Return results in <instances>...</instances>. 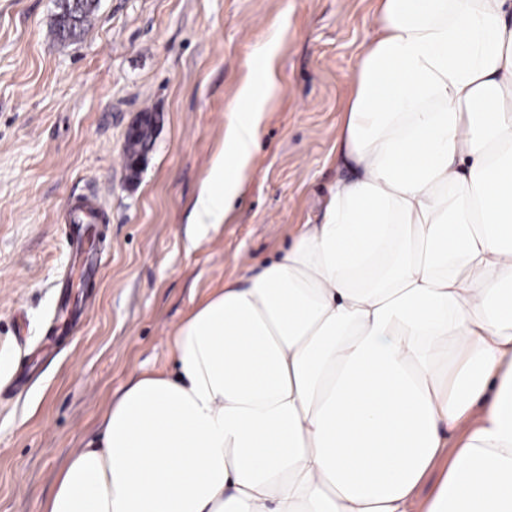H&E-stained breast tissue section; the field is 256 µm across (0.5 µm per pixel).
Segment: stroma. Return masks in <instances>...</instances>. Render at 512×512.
Returning a JSON list of instances; mask_svg holds the SVG:
<instances>
[{"mask_svg":"<svg viewBox=\"0 0 512 512\" xmlns=\"http://www.w3.org/2000/svg\"><path fill=\"white\" fill-rule=\"evenodd\" d=\"M376 0H99L76 42L55 0H0V512H44L74 449L135 375L172 368L189 312L320 223L336 129ZM282 29L254 169L220 230L191 244L194 204L257 49ZM156 118L145 166L126 134ZM98 192L106 261L95 308L56 319L74 257L68 208Z\"/></svg>","mask_w":512,"mask_h":512,"instance_id":"1","label":"stroma"}]
</instances>
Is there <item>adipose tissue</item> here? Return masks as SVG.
<instances>
[{
  "instance_id": "adipose-tissue-1",
  "label": "adipose tissue",
  "mask_w": 512,
  "mask_h": 512,
  "mask_svg": "<svg viewBox=\"0 0 512 512\" xmlns=\"http://www.w3.org/2000/svg\"><path fill=\"white\" fill-rule=\"evenodd\" d=\"M512 0H378L322 223L194 308L44 512H512ZM267 71L195 203L248 178Z\"/></svg>"
}]
</instances>
